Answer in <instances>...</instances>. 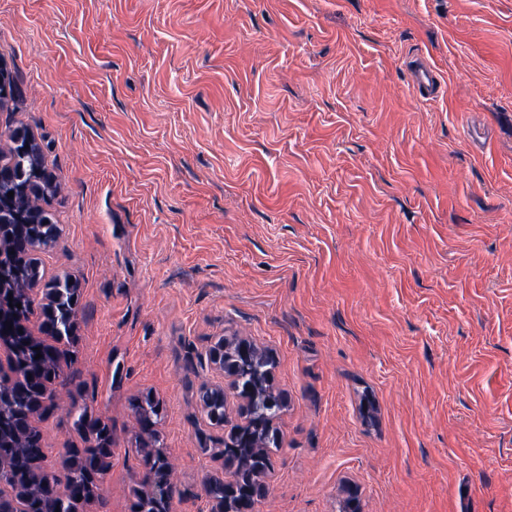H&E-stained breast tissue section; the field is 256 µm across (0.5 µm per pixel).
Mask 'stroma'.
Masks as SVG:
<instances>
[{
	"label": "stroma",
	"instance_id": "1",
	"mask_svg": "<svg viewBox=\"0 0 512 512\" xmlns=\"http://www.w3.org/2000/svg\"><path fill=\"white\" fill-rule=\"evenodd\" d=\"M0 58V133L62 177L39 258L79 282L67 387L112 429L82 512H131L148 394L172 512H220V339L284 400L255 512H512V0H0ZM410 64L415 94L421 99L436 98L441 92V83L432 67L419 57L413 58ZM199 400L202 404L206 418L212 426H223L225 422L224 389L203 388ZM132 411L141 433L147 436L150 445L155 446L159 440L154 427L161 417L162 403L159 400L146 397L144 400L133 403Z\"/></svg>",
	"mask_w": 512,
	"mask_h": 512
}]
</instances>
